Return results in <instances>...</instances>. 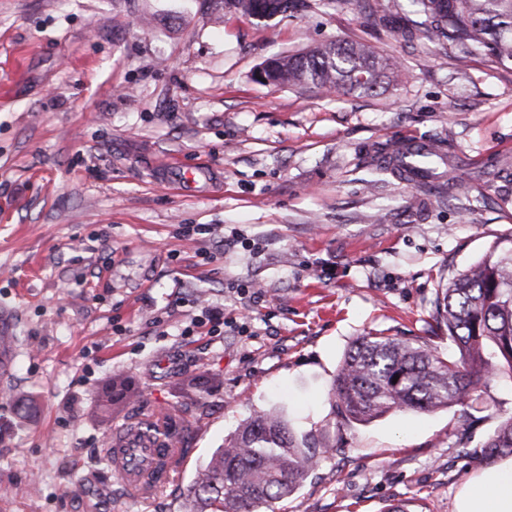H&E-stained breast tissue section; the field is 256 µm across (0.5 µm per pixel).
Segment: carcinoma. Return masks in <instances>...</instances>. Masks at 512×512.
Wrapping results in <instances>:
<instances>
[{
  "instance_id": "carcinoma-1",
  "label": "carcinoma",
  "mask_w": 512,
  "mask_h": 512,
  "mask_svg": "<svg viewBox=\"0 0 512 512\" xmlns=\"http://www.w3.org/2000/svg\"><path fill=\"white\" fill-rule=\"evenodd\" d=\"M220 9L257 20L285 16L307 0H218ZM423 16L412 22L429 39L448 43L464 63L476 55L512 66V0H413ZM265 83L372 95L402 80L389 58L355 41L331 42L265 61ZM389 147L373 158L377 170L401 183L409 176ZM455 355L394 336H363L333 379V410L345 423L370 422L392 412L477 409L489 381L512 380V247L458 274L437 297ZM325 448L295 432L276 407L255 413L201 464L186 489L187 512H258L291 496ZM477 466L512 456V417L469 453Z\"/></svg>"
}]
</instances>
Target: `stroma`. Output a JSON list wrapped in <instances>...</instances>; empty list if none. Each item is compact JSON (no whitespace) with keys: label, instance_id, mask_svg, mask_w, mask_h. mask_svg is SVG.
Masks as SVG:
<instances>
[{"label":"stroma","instance_id":"1","mask_svg":"<svg viewBox=\"0 0 512 512\" xmlns=\"http://www.w3.org/2000/svg\"><path fill=\"white\" fill-rule=\"evenodd\" d=\"M217 14L215 0H0V320L14 338L0 512H186L197 467L274 405L330 447L275 512H457L481 473L469 450L512 417V380L490 381L472 426L457 406L347 425L328 391L368 334L448 353L441 280L512 241V67L462 68L443 42L404 39L410 0ZM338 40L389 56L402 81L358 96L254 77ZM414 140L442 143L463 189L373 169L377 148ZM208 309L217 332L185 335ZM172 410L189 451L172 483L131 499L107 438Z\"/></svg>","mask_w":512,"mask_h":512}]
</instances>
